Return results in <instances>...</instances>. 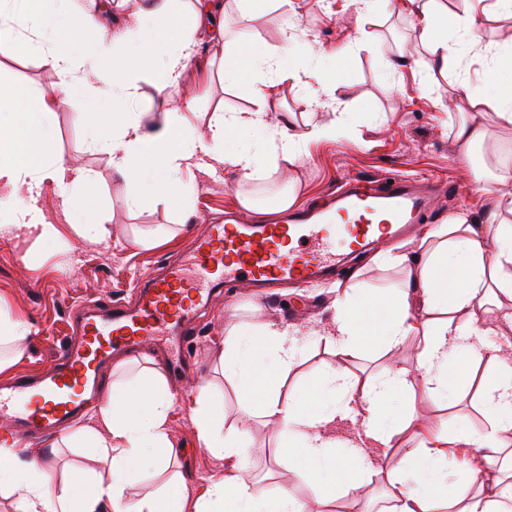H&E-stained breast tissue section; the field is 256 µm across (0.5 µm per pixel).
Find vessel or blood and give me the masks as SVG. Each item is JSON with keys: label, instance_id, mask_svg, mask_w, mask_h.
I'll list each match as a JSON object with an SVG mask.
<instances>
[{"label": "vessel or blood", "instance_id": "obj_1", "mask_svg": "<svg viewBox=\"0 0 512 512\" xmlns=\"http://www.w3.org/2000/svg\"><path fill=\"white\" fill-rule=\"evenodd\" d=\"M437 186L403 176L342 179L328 207L300 208L271 224L234 217L208 225L181 259L138 289L134 302L84 312L76 339L49 373L16 377L0 389V419L19 441L44 436L81 415L99 393L114 351L154 341L165 332L194 335L198 298L214 286L263 290L282 283L330 281L347 262L383 241L406 235L433 214Z\"/></svg>", "mask_w": 512, "mask_h": 512}]
</instances>
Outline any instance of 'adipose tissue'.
Segmentation results:
<instances>
[{"label":"adipose tissue","instance_id":"1","mask_svg":"<svg viewBox=\"0 0 512 512\" xmlns=\"http://www.w3.org/2000/svg\"><path fill=\"white\" fill-rule=\"evenodd\" d=\"M41 2L0 0V50L13 48L18 38L17 19H25L35 32L49 30L55 43L44 59L59 78L56 95L24 93L19 100L21 113L0 120V180L24 186L26 192L25 200L12 207L8 223L0 225V235L22 232L67 247L61 229L45 223L38 204L41 186L48 182L56 187L70 229L87 241L100 242L108 234L105 225L75 205L79 195L94 187L97 176L89 169L66 166L54 154L51 115L56 96L84 95L86 62L110 56L116 41L92 15L75 13L70 0H51L47 11L41 9ZM137 3L138 28L126 35L132 49L124 68L97 74L111 86L117 101L138 100L143 73L157 66L165 70L170 82H177L195 58L200 21L210 11L207 0H194L185 13L175 11L172 0ZM398 6L420 22L417 33L429 51L426 69L447 68L449 30L460 31L464 44L478 43L479 18L473 11L452 15L440 0H399ZM224 54L233 60L224 70L225 81L237 83L249 73L266 69L276 70L281 84L301 80V67H280L260 33H250L240 44L225 43ZM506 62L499 54L486 62L485 92L464 89L460 104L476 116L457 125L455 137L461 145L485 140L488 128L483 115H492L498 124L512 125V81L501 79ZM265 125L266 114L261 110L219 117L203 131L171 112L160 116L116 112L111 133L92 132L91 146L111 156L113 172L138 187V194L129 199L135 207L144 190L164 200L188 198L192 188L181 180L180 172L189 161L221 164L224 171L248 182L294 163L309 143L333 141L349 131L348 119L343 116L300 132L282 127L255 141L239 140L240 130ZM503 210L512 212V193L490 194V223L475 224L463 214L420 231L413 255L383 253L382 261L400 267L403 277L397 285L379 289L377 314L367 312L353 284L337 285L334 329L328 339L336 347L339 364L330 369L313 394L316 412H306L297 402L272 391L298 354L290 330L268 328L264 340L258 341L239 326H226L221 355L225 376L235 382L242 404L260 401L263 416L273 419L278 428V454L291 461H306L327 500L360 486L371 473L364 440L387 449L394 435L405 431L417 434L425 427L424 421L403 414L395 404L405 387L402 369L386 367L379 380L365 382L346 367L347 357L375 337L396 350L408 337L419 336L423 347L415 372L428 396L470 388L472 363L483 358L495 363V372L482 386L490 429L471 432L461 428L455 436L441 433L436 437L440 448L455 440L487 449L488 454L451 486L436 454H426L423 463L413 469L400 465L390 481L393 512H436L443 495L453 512H491L493 497L479 493L478 488L486 484L488 473L498 468L492 449L503 447L504 433L512 430V351L491 341L495 321L512 323V309H498L492 321L483 317L490 285L506 293L512 291V225L496 221ZM28 333L25 325L14 320L8 305L0 303V372L21 357L20 342ZM174 400L172 387L157 372L143 383L112 386L99 408L103 431L70 429L60 436L65 446L78 442L94 449L109 475L104 478L91 471L70 477L53 512H101L106 503L111 504L112 512H182V489L177 482L163 494L143 497L135 505L126 501L135 471L173 452L167 419ZM196 403L194 425L199 443L227 462L224 477L212 481L209 498L197 503L196 512H216L219 504L223 512H308L287 489L272 490L247 480L242 471L250 450L239 440L240 426L225 427L208 388L200 389ZM344 419L359 423L363 439L339 443L327 435V427ZM0 489L16 494L23 512H44L47 507L48 484L41 464L35 459L19 460L6 442L0 443Z\"/></svg>","mask_w":512,"mask_h":512}]
</instances>
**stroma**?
Returning a JSON list of instances; mask_svg holds the SVG:
<instances>
[{
    "label": "stroma",
    "instance_id": "obj_1",
    "mask_svg": "<svg viewBox=\"0 0 512 512\" xmlns=\"http://www.w3.org/2000/svg\"><path fill=\"white\" fill-rule=\"evenodd\" d=\"M495 0H484L485 12L479 30L481 47L505 51L512 44V18L496 13ZM345 0H305L299 14L270 9L256 15L267 45H282V28L296 26L300 44L313 49H342L351 38H360L353 60L343 69L348 88L339 94V107L321 104L306 108L303 90L277 85L265 105L269 128L279 127L284 114H291L298 127L328 123L336 111L350 115V132L337 140L312 144L299 162L280 166L272 176L249 183H238L235 175L215 177L196 163H189L183 178L193 194L188 202L144 201L133 208L128 199L133 188L112 172L108 155L89 147V125L82 114L89 98L99 97L103 88L94 68H87V95L60 100L54 105V148L57 156L75 168H89L99 175V184L83 196L79 205L98 213L109 235L99 243L69 235L68 254L35 239L16 243L0 238V301L6 303L19 322L30 327L21 359L0 374V386L13 375L41 373L52 362L56 351L72 334V315L78 310H94L107 302L130 300L138 285L157 273L165 258L177 257L190 239L207 224L220 222L226 210L239 205L241 193L254 190H280L293 187L298 203L318 201L335 190L345 175L381 176L394 172L411 179H430L452 186L453 195L442 196L440 213L431 225L447 223L459 213L479 221L487 206L485 189L500 185L512 187V126L490 125L489 138L464 147L455 138L462 115L454 105L463 87L481 83L483 56L457 47L448 58L447 69L427 71L421 64L428 52L420 43L411 18L397 12L377 14L363 31H356L344 11ZM78 13L93 15L109 32L133 29L135 0H71ZM408 59L407 67L389 66L396 56ZM162 70L146 75L143 96L136 108L155 115L179 110L182 97L192 96L195 107L185 112L186 122L206 129L221 114L249 112L255 105L247 85L224 80V53L210 41L197 47V55L185 70L179 87H164ZM57 76L46 64L41 49L18 48L0 53V90L52 91ZM146 232L160 234L158 244L145 247L138 238ZM350 279L365 291L398 283L402 271L381 264L377 253L359 257L351 264ZM331 284L283 288L267 298L254 297L250 289L229 296L215 291L199 308L200 317L193 342L183 345L181 355L193 363L195 372L173 381L177 399L168 417L174 454L163 473L145 472L130 489L136 500L159 492L170 478H178L184 497V512H194L198 499L207 495L211 479L223 476V457L202 448L193 424L197 388L209 384L224 394L225 424H245L246 442L252 449L244 471L245 478L263 480L266 486L287 489L300 502L314 505L317 512H386L388 472L393 459L413 452L422 457L441 430L464 427L489 428L483 398L478 389L469 392L428 397L415 366L422 348L419 339H407L398 356L408 386L400 404L405 411L429 421L420 435L400 433L393 439L392 459H381V450L367 442L366 453L374 472L368 483L349 491L335 501H324L318 480L298 463L279 458L277 431L259 407L244 410L233 382L220 366L224 350V326L232 321L252 329L277 323L295 331L301 354L277 387L281 397L311 404V392L319 378L336 362V349L325 339L333 325ZM20 459L42 460L50 476L49 493L57 495L70 471L83 467L105 473L88 448L54 447L52 440L32 441L18 446Z\"/></svg>",
    "mask_w": 512,
    "mask_h": 512
}]
</instances>
